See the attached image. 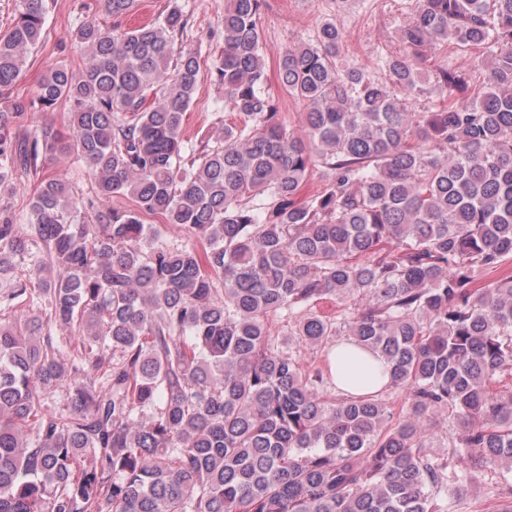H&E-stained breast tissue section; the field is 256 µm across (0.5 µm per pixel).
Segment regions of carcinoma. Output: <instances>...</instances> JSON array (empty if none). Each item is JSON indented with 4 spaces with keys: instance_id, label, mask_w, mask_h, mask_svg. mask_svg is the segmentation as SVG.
<instances>
[{
    "instance_id": "cac0c4a2",
    "label": "carcinoma",
    "mask_w": 512,
    "mask_h": 512,
    "mask_svg": "<svg viewBox=\"0 0 512 512\" xmlns=\"http://www.w3.org/2000/svg\"><path fill=\"white\" fill-rule=\"evenodd\" d=\"M18 2L0 95L45 23V0ZM263 2L224 6L215 73L244 120L212 146L183 138L199 63L175 49L179 0L133 28L82 22L69 38L85 67H50L0 108V193L67 152L97 187L85 215L62 177L40 182L26 225L0 213V275L41 244L29 273L50 305L45 321H0V512H447L474 470L512 476V274L484 284L512 261V0H418L386 81L341 64L342 33L321 23L278 64L305 105L300 135L266 90ZM137 5L103 0L114 18ZM433 43L485 46V77L410 112L393 88L422 91ZM436 82L468 88L446 68ZM63 102L68 137H13L21 113ZM314 168L326 187L304 198ZM120 196L136 209H112ZM144 214L197 243L168 245ZM50 324L66 336L41 335ZM339 336L389 383L331 393ZM301 344L322 365L303 367ZM68 376L67 412L45 411L40 391ZM443 413L463 424L446 453L430 442Z\"/></svg>"
}]
</instances>
